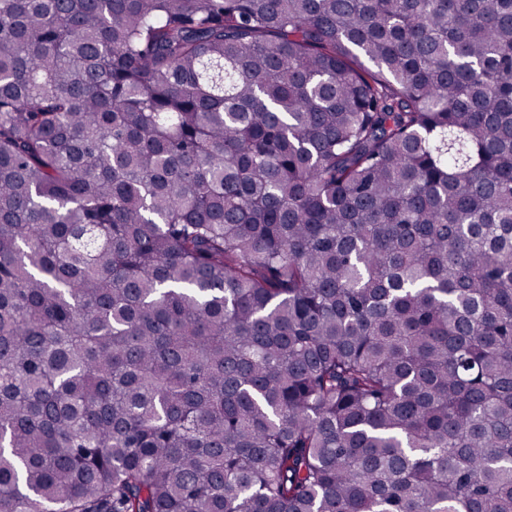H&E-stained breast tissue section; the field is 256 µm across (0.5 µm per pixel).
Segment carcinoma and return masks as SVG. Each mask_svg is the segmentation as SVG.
<instances>
[{"mask_svg": "<svg viewBox=\"0 0 512 512\" xmlns=\"http://www.w3.org/2000/svg\"><path fill=\"white\" fill-rule=\"evenodd\" d=\"M0 512H512V0H0Z\"/></svg>", "mask_w": 512, "mask_h": 512, "instance_id": "1", "label": "carcinoma"}]
</instances>
